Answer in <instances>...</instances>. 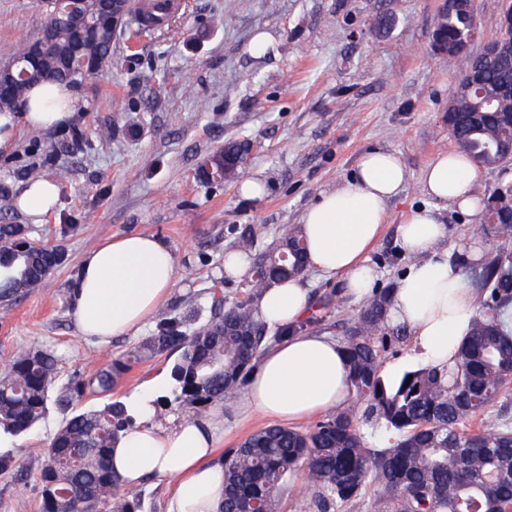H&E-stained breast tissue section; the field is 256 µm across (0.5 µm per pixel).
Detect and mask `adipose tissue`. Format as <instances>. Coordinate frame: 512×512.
Returning <instances> with one entry per match:
<instances>
[{"label": "adipose tissue", "instance_id": "adipose-tissue-1", "mask_svg": "<svg viewBox=\"0 0 512 512\" xmlns=\"http://www.w3.org/2000/svg\"><path fill=\"white\" fill-rule=\"evenodd\" d=\"M76 108L70 85H36L19 106L20 116H0V147L8 145L16 122L41 129L69 121ZM408 177L398 154L372 150L361 155L356 172L325 192L301 218L309 267L336 278L355 301L370 297L379 278L370 262L391 203ZM476 167L456 150L438 154L422 174L433 207L410 209L396 227L402 253L410 260L391 294L389 322L411 336L416 356L443 369L468 334L477 298L464 285V261L449 251L448 226L440 207L457 206L478 216ZM175 256L161 238L145 233L117 234L79 259L71 290V314L81 336L108 344L136 333L169 297L177 282ZM310 307L304 279L293 278L263 289L254 302L270 329L296 327V334L271 343L249 376L246 409L288 425L300 424L344 407L352 398L345 352L325 334L303 333L299 324ZM164 383L130 396L132 428L121 432L112 466L126 487L161 479L170 487L165 512H222L224 450L222 414L155 421L154 399Z\"/></svg>", "mask_w": 512, "mask_h": 512}]
</instances>
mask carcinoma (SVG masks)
Returning a JSON list of instances; mask_svg holds the SVG:
<instances>
[{
    "label": "carcinoma",
    "instance_id": "cac0c4a2",
    "mask_svg": "<svg viewBox=\"0 0 512 512\" xmlns=\"http://www.w3.org/2000/svg\"><path fill=\"white\" fill-rule=\"evenodd\" d=\"M53 18V49L38 63L46 76L37 83L80 80L64 59L88 64L112 62V14L101 13L83 28L72 25L65 5L39 0ZM174 0L132 4L127 27L150 21L162 25ZM465 0L440 19L454 56L462 62L452 100L463 104L469 73L484 75L487 99L508 97L512 62L479 57L457 36L475 18ZM497 126L473 124L459 134L461 152L486 168L504 164L496 151ZM245 154L244 144L229 141L200 166L224 168V155ZM17 225L0 224V302L11 304L37 288L64 263L58 247L23 246ZM301 228L284 230L274 247L254 258L250 282L266 288L305 272ZM478 279L486 299L480 304L466 341L448 370L429 366L406 370L387 380L381 353L407 334L389 327L390 291L374 294L359 309L341 344L354 405L297 427L267 426L224 455V512H248L252 501L280 512L288 478L304 467L310 479L308 512H336L371 488L379 512H506L512 506V423L508 398L512 383V333L506 331L512 305V256L498 253L481 263ZM254 299L224 306L218 298L205 314L196 300L179 313H166L154 330L128 353L109 360L92 375H76L58 388L61 358L51 348L19 349L0 371V438L30 431L54 405L61 427L44 448L39 472L38 512H141L142 493L120 482L112 468L118 433L132 425L119 400L77 410L88 395L107 397L132 364L177 355L167 405L187 406L199 415L210 405L236 396L263 350L277 336L256 319ZM394 434L385 448L369 446L361 426Z\"/></svg>",
    "mask_w": 512,
    "mask_h": 512
}]
</instances>
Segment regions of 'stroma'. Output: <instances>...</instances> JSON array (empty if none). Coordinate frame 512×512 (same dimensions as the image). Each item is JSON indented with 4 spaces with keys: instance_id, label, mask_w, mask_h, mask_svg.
Listing matches in <instances>:
<instances>
[{
    "instance_id": "1",
    "label": "stroma",
    "mask_w": 512,
    "mask_h": 512,
    "mask_svg": "<svg viewBox=\"0 0 512 512\" xmlns=\"http://www.w3.org/2000/svg\"><path fill=\"white\" fill-rule=\"evenodd\" d=\"M174 21L139 37H118L109 69L75 92L69 125L33 130L17 124L0 149V224L25 227L29 237L62 245L65 261L41 287L0 305V364L21 347H54L60 382L89 374L108 357L132 350L139 336L106 346L89 343L70 314L69 288L81 255L115 234L144 232L175 254L179 278L164 311L188 297L204 306L246 299L244 280L224 273L235 238L224 229L250 228L254 250L272 247L283 227L297 225L318 196L350 176L373 148L399 154L408 178L390 208L370 262L379 287L396 285L406 261L395 228L424 205L421 175L439 153L454 148L448 102L457 60L430 50L440 0H180ZM45 22L36 0H0V61L35 38ZM270 37L253 52L256 33ZM86 137L71 140L74 129ZM110 129L103 140L99 130ZM228 140L247 141L243 175L261 183L260 196L239 183L211 185L197 164ZM57 184L59 198L41 222L16 201L32 178ZM65 224L76 234L62 236ZM313 301L333 297L321 329L342 339L357 303L340 297L339 282L309 271ZM172 359L134 365L112 393L124 400L161 376ZM224 445L236 447L267 424L241 398L221 402ZM62 424L50 412L17 439L16 469L0 474V512H38L37 485L47 444Z\"/></svg>"
}]
</instances>
